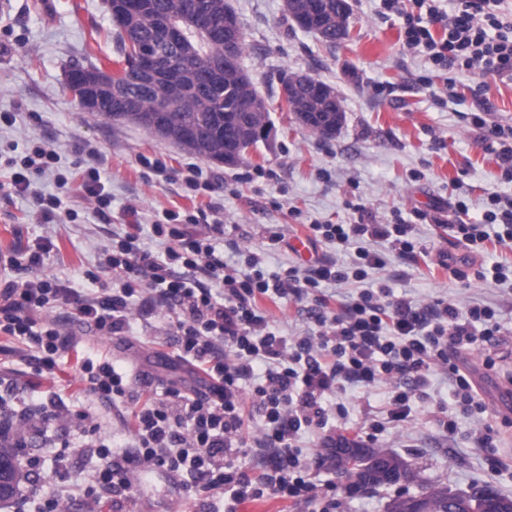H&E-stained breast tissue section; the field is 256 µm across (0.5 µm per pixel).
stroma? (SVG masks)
Returning a JSON list of instances; mask_svg holds the SVG:
<instances>
[{"label": "stroma", "mask_w": 512, "mask_h": 512, "mask_svg": "<svg viewBox=\"0 0 512 512\" xmlns=\"http://www.w3.org/2000/svg\"><path fill=\"white\" fill-rule=\"evenodd\" d=\"M227 2L246 31L241 66L270 104L276 133L252 148L240 168L207 163L214 190L191 196L175 174L190 153L138 127H115L79 112L66 86L65 72L73 64L95 63L112 73L120 69L105 0H10L8 11L0 14V114L6 116L0 123V157L18 160L32 143H44L58 154L59 171L31 174L33 190L55 192L57 175L75 176L93 166L112 197L111 216L104 222L95 217L92 202L72 189L74 217L46 224L29 198L3 191L12 170L0 168V251L51 245L41 266L21 267L10 272V279L54 277L79 298L111 286L112 273L102 267L103 249L126 223L131 206L146 226L168 211L215 207L245 253L268 231L282 232L289 245L267 251L263 269L269 274L324 256L353 261L354 250L309 242L310 225L354 224L364 210L376 224L404 219L422 253L408 262L387 243L369 242L386 264L369 271L365 282L384 283L395 296L419 306L449 296L462 308L480 303L496 311L498 336L461 353L476 376L483 406L465 409L444 368L435 369L429 386L412 397L410 416L402 422L386 418L387 381L369 389L351 386L325 400L337 437L399 454L418 476L410 483L350 489L345 478L322 464L327 447L322 434L303 433L298 444L315 482L335 485L336 512H386L393 498L418 496L432 487L456 492L488 483L512 496V468L501 465L512 457V273L500 282L460 288L440 264L451 254L462 258L469 274L494 265L512 269V246L492 238L476 254L450 231L454 224L484 223L490 196L512 201V178L466 120L467 113L481 110L488 121L512 125V80L489 78L480 93L472 72L437 71L424 55L403 48L402 20L386 12L381 0H351V38L334 47L290 27L285 0ZM294 74L335 88L345 111L335 137L312 134L294 122L292 113L279 109L281 81ZM155 155L164 156L173 172L149 181L140 160ZM238 170L253 173V180L235 181ZM459 198L465 211L454 207ZM362 283L348 282L337 293L351 295ZM261 306L281 335L299 336L312 325L303 302L295 298L265 300ZM37 318L59 323L74 345L53 372L42 373L26 344L0 335V412L5 415L0 439L20 445L21 456L30 462L27 503L7 504L0 512H40L48 493L61 512H211L210 500L188 497L182 479L165 471L131 472L127 491L96 480L98 445L109 446L120 463L137 438L131 402L114 404L92 395L82 377L83 361L106 355L142 375L134 390L142 402L162 399L169 387L187 391L207 382L175 358L168 310L146 314L133 307L131 330L123 337L85 327L71 305L40 311ZM489 357L494 366H485ZM243 399L246 447L234 462L257 474L268 464L267 451L255 446L263 419L251 394ZM487 426L498 434L496 447L475 442Z\"/></svg>", "instance_id": "1"}]
</instances>
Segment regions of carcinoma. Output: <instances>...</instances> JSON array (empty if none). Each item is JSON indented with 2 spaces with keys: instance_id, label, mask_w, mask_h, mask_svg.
Returning <instances> with one entry per match:
<instances>
[{
  "instance_id": "obj_1",
  "label": "carcinoma",
  "mask_w": 512,
  "mask_h": 512,
  "mask_svg": "<svg viewBox=\"0 0 512 512\" xmlns=\"http://www.w3.org/2000/svg\"><path fill=\"white\" fill-rule=\"evenodd\" d=\"M314 1L320 3L323 16L311 28L323 42L336 44V28L349 36L347 23L337 20L336 0H297L301 10ZM142 10L114 26L113 40L123 63L120 74L112 75L96 65L76 66L91 85L99 90L97 109L92 116L114 126L134 125L158 138L170 141L203 160L224 163V146L236 141L240 153L229 164L246 159V152L267 140L261 131L273 126L270 108L251 77L242 67L224 71L219 82L210 77L209 63L224 59V43L214 42L208 34L192 27L193 18L205 13L213 23L233 13L226 0H141ZM178 23L188 30L180 44L160 39L161 28ZM149 44L173 68L170 77L157 82L143 79L129 61V46ZM299 76L288 78L287 111L308 115L302 127L331 138L342 126L345 114L336 113V103L314 100L296 88ZM122 94L133 99L136 111L116 112L112 96ZM329 466L347 478L356 489L394 485L399 478H414L401 457L380 449L361 447L338 449L325 457ZM21 475L13 448H0V503L17 498ZM489 497L477 501L467 491L436 489L420 497L399 496L387 505V512H512V498L488 490Z\"/></svg>"
}]
</instances>
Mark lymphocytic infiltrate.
Instances as JSON below:
<instances>
[{"instance_id": "1", "label": "lymphocytic infiltrate", "mask_w": 512, "mask_h": 512, "mask_svg": "<svg viewBox=\"0 0 512 512\" xmlns=\"http://www.w3.org/2000/svg\"><path fill=\"white\" fill-rule=\"evenodd\" d=\"M384 10L404 14L403 45L423 48L441 70L466 68L485 75L512 76V19L504 0H457L447 15L437 0H382ZM445 36L435 39L432 28ZM486 149L494 150L505 173L512 175V125L488 122L484 113L470 117ZM141 224L126 225L113 235L106 265L121 273L119 287L100 289L73 300L70 289L55 278H37L0 288V333L31 345L40 368L53 370L69 345L53 323H37V309L77 304L81 318L109 335L125 333L132 303L161 304L173 315L177 355L209 379L205 390L170 389L165 400L147 402L133 411L138 445L125 465L112 461L100 446L97 478L127 487V468L161 469L185 478L186 490L221 500L224 512L266 496L308 503L320 494L297 440L302 431L326 432L325 396L348 386L369 387L389 380L393 387L387 416L401 421L411 412L410 399L426 388L437 366L448 369L456 394L465 404L476 402V385L454 357L473 344L476 335L492 338L500 325L492 309L473 305L460 309L451 299L438 298L417 306L393 298L386 286L361 289L337 307H330L325 287L361 280L368 270L383 266V257L363 245L365 239L388 242L399 256L413 257L417 243L407 224H316L315 236L330 244L355 246L356 262L346 266L322 259L305 271L290 268L266 277L263 251L249 253L245 264L232 262L237 244L207 213H167L152 224L153 237L164 246L156 252L142 247ZM310 300L314 329L291 339L271 329L260 299L287 296ZM92 393L121 401L129 398L128 377L110 360L85 361L81 367ZM251 392L264 417V447L270 463L253 476L236 466L232 455L244 442V392Z\"/></svg>"}]
</instances>
